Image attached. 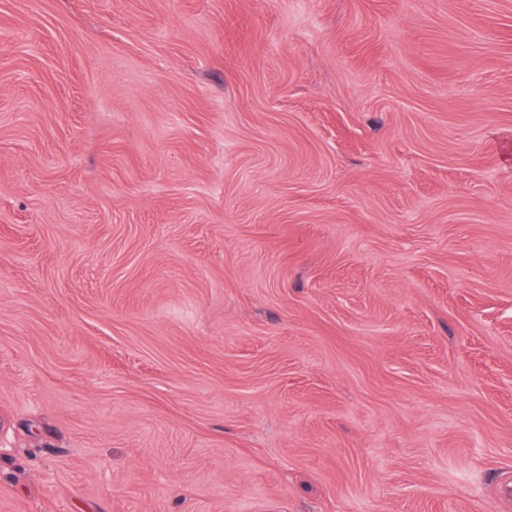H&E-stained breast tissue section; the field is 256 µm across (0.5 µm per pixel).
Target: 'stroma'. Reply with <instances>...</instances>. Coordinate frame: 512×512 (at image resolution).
<instances>
[{
    "label": "stroma",
    "instance_id": "35a3bbf8",
    "mask_svg": "<svg viewBox=\"0 0 512 512\" xmlns=\"http://www.w3.org/2000/svg\"><path fill=\"white\" fill-rule=\"evenodd\" d=\"M0 512H512V0H0Z\"/></svg>",
    "mask_w": 512,
    "mask_h": 512
}]
</instances>
